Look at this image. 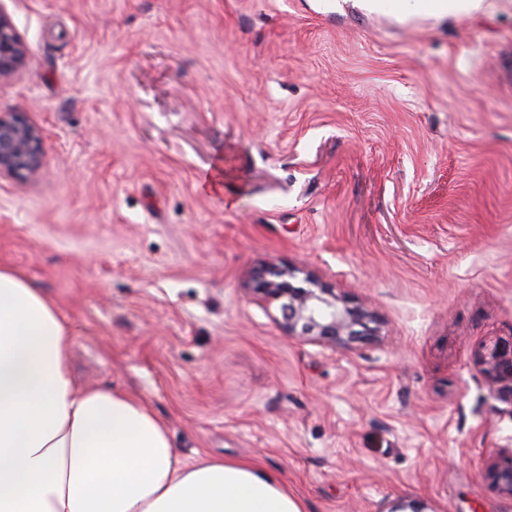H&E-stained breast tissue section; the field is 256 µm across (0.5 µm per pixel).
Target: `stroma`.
<instances>
[{"instance_id": "obj_1", "label": "stroma", "mask_w": 512, "mask_h": 512, "mask_svg": "<svg viewBox=\"0 0 512 512\" xmlns=\"http://www.w3.org/2000/svg\"><path fill=\"white\" fill-rule=\"evenodd\" d=\"M400 23L341 0H0V113L45 130L0 179V263L57 303L78 387H121L186 464L252 460L305 512H512V7ZM235 186L201 190L214 172ZM297 266L378 339L288 335L253 271ZM25 55V47L10 17L0 6V78L14 73ZM480 362L497 386L499 397L512 403V337L496 341L481 355ZM486 477L500 493L512 498V450L506 458L489 462Z\"/></svg>"}]
</instances>
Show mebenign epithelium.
Returning <instances> with one entry per match:
<instances>
[{"label": "benign epithelium", "instance_id": "benign-epithelium-1", "mask_svg": "<svg viewBox=\"0 0 512 512\" xmlns=\"http://www.w3.org/2000/svg\"><path fill=\"white\" fill-rule=\"evenodd\" d=\"M25 47L10 17L0 7V78L14 73ZM44 128L21 112L0 113V178L26 180L43 165ZM304 275V285L292 280ZM252 292L266 303H279L280 326L290 336H300L333 350H349L356 342L378 333L375 316L350 305L313 274L288 266H266L255 272ZM484 372L497 386L501 399L512 403V338L501 339L480 358ZM489 482L512 498V453L492 459L486 470Z\"/></svg>", "mask_w": 512, "mask_h": 512}]
</instances>
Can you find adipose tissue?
Segmentation results:
<instances>
[{"instance_id": "obj_1", "label": "adipose tissue", "mask_w": 512, "mask_h": 512, "mask_svg": "<svg viewBox=\"0 0 512 512\" xmlns=\"http://www.w3.org/2000/svg\"><path fill=\"white\" fill-rule=\"evenodd\" d=\"M398 21L480 12L486 0H359ZM53 298L0 265V512H305L253 461L182 463L164 422L112 388H77Z\"/></svg>"}]
</instances>
